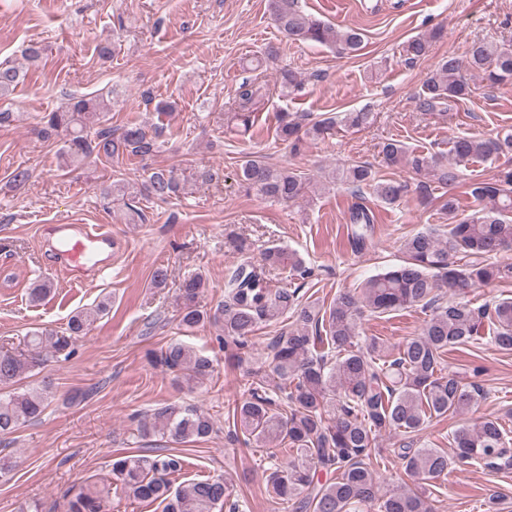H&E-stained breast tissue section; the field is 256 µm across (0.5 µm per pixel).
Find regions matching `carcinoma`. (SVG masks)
<instances>
[{"instance_id": "cac0c4a2", "label": "carcinoma", "mask_w": 512, "mask_h": 512, "mask_svg": "<svg viewBox=\"0 0 512 512\" xmlns=\"http://www.w3.org/2000/svg\"><path fill=\"white\" fill-rule=\"evenodd\" d=\"M279 30L295 44L336 46L354 55L363 48L359 28L337 30L297 8V0H268ZM430 38L415 36L405 52L411 60L428 55ZM469 67L483 74L491 86L512 85V50L489 40H478L468 50ZM21 71L8 62L0 64V98L19 84ZM286 95L300 86L298 74L283 69L277 78ZM467 79L453 55L444 56L421 88L427 112L443 111L450 103L469 96ZM267 86L257 80L239 84L228 123L246 134L253 127ZM105 104L96 97L69 100L46 116L40 134L64 140L60 157L65 166L90 158L107 160L130 151L145 156L155 141L145 127L128 123L112 129L101 126ZM372 113L345 112L306 120L304 116L279 117L276 136L295 153L309 140L323 139L337 126L360 129L371 123ZM512 147V132L497 137L459 136L452 141L451 157L443 163L424 154L410 153L398 140L384 142L382 154L392 165H403L415 174V182L380 179L360 162L344 164L332 174L349 191L365 186L386 205L400 201L409 189L423 202L432 200V185L450 190L439 197L448 213V231L429 227L404 240L405 258L399 266L363 282L356 293L341 292L325 305L303 303L298 289L275 288L269 277L275 266L289 267L302 279L311 271L293 251L268 248L261 262L243 260L224 274V301L213 310L199 304L204 280L200 275L183 281L178 322L191 332L207 324L224 332V348L242 369L244 394L228 417L245 443L269 450L273 457L284 446L290 453L285 467L276 466L265 476L266 489L275 499L295 505V512H432L427 481L443 475L452 463L477 462L493 470L512 469V439L496 419L461 424L452 433L453 457L442 448H414L411 438L435 418L465 415L483 397L481 388L459 373L445 371L448 349L487 340L501 350H512V299L473 307L448 299L496 281L512 280V263L494 264L486 258L512 249V173L494 181H474L468 194L476 208L459 213L452 190L461 181L462 168L479 158L488 160ZM247 190L280 203L295 202L309 192L311 177L296 168L276 166L263 156L242 160L237 172ZM180 185L176 172L152 173L142 183L116 180L103 194L121 202L129 212L143 217L140 197L165 201ZM351 246L366 249L374 232L375 214L356 205L349 213ZM419 306L428 312L420 332L391 347L377 336L360 335L364 312L384 314ZM101 302L92 312L79 311L69 318L62 333L33 331L27 350L0 348V436L17 431L37 419L50 399L54 385L21 390L20 377L42 365L48 357L69 356L76 340L85 335L95 316L107 311ZM291 322L263 353L251 356L252 339L261 326L282 318ZM153 363L188 384H198L213 372V361L203 352L172 341L155 355ZM215 430L210 414L191 406L166 404L149 414L141 435L168 437L177 443L197 442ZM383 433L402 436L397 448L404 473L414 487L396 488L384 495L371 469ZM184 460L166 452L123 455L112 462V480L87 481L66 496L64 512H105L112 490L150 503L162 512H222L231 490L221 478L196 480L173 487L170 475L182 470ZM333 469L336 477L321 483L319 469Z\"/></svg>"}]
</instances>
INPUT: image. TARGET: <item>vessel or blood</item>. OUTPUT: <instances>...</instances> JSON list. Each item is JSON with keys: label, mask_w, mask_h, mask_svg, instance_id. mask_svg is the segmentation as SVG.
I'll list each match as a JSON object with an SVG mask.
<instances>
[{"label": "vessel or blood", "mask_w": 512, "mask_h": 512, "mask_svg": "<svg viewBox=\"0 0 512 512\" xmlns=\"http://www.w3.org/2000/svg\"><path fill=\"white\" fill-rule=\"evenodd\" d=\"M42 244L52 255L56 269L75 283L108 272L118 247L111 230L102 224L47 225L42 232Z\"/></svg>", "instance_id": "vessel-or-blood-1"}]
</instances>
